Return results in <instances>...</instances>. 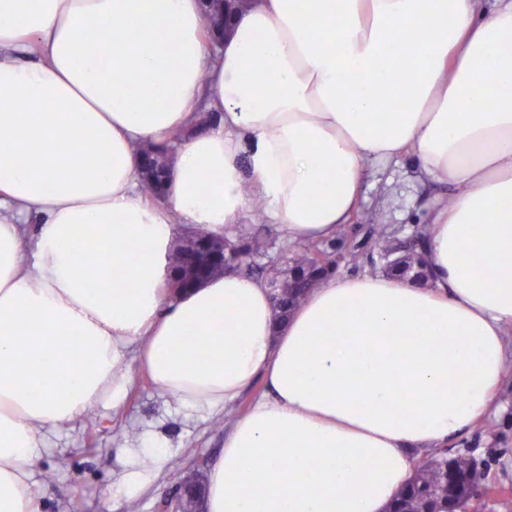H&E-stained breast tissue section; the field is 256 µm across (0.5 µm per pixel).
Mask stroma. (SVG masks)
I'll return each instance as SVG.
<instances>
[{
	"mask_svg": "<svg viewBox=\"0 0 512 512\" xmlns=\"http://www.w3.org/2000/svg\"><path fill=\"white\" fill-rule=\"evenodd\" d=\"M453 188L423 177L415 158L386 166L368 165L359 212L342 225L336 238L323 242L332 253L351 250L356 261L341 260L337 275L384 273L390 256L375 246L374 225H383L394 239L397 256L414 248L415 236L437 202ZM242 223L254 225L269 240L265 255L249 259L244 271L264 281L282 279L288 268L289 242L279 225L245 207ZM131 376L120 407L99 404L93 420H79L63 429H48L37 450L33 489L40 512H160L180 478L199 460L214 462L224 450V410L199 412L163 393L127 356ZM501 398L509 412L478 423L448 444L450 453H466L485 477L487 494L470 512H512V385Z\"/></svg>",
	"mask_w": 512,
	"mask_h": 512,
	"instance_id": "stroma-1",
	"label": "stroma"
}]
</instances>
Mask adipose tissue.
<instances>
[{"mask_svg": "<svg viewBox=\"0 0 512 512\" xmlns=\"http://www.w3.org/2000/svg\"><path fill=\"white\" fill-rule=\"evenodd\" d=\"M0 0V512H39L47 428L121 403V365L206 411L254 380L205 512H386L413 451L499 400L512 333V0ZM220 112L167 156L139 150ZM453 185L421 286L329 277L278 321L263 280L171 290L180 226L233 233L247 196L289 241L335 236L367 163Z\"/></svg>", "mask_w": 512, "mask_h": 512, "instance_id": "adipose-tissue-1", "label": "adipose tissue"}]
</instances>
